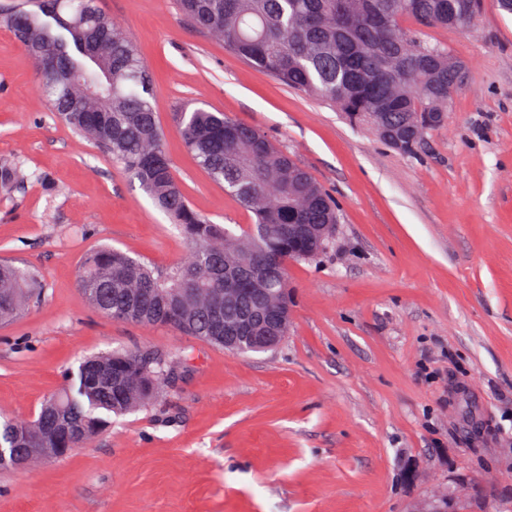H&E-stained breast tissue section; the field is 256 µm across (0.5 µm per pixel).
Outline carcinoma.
<instances>
[{
  "instance_id": "cac0c4a2",
  "label": "carcinoma",
  "mask_w": 512,
  "mask_h": 512,
  "mask_svg": "<svg viewBox=\"0 0 512 512\" xmlns=\"http://www.w3.org/2000/svg\"><path fill=\"white\" fill-rule=\"evenodd\" d=\"M480 0H180L182 13L252 67L330 101L349 120L388 130L411 153L448 120L465 66L423 29L467 27ZM19 45L34 59L52 52L59 72H39L43 95L76 134L120 164L190 242L187 260L164 270L110 246L89 253L78 284L91 306L117 321L174 327L224 346V323L245 314L268 319L264 301L229 288H262L289 306L286 266L312 261L332 237L288 236L290 224H338L336 204L311 175L257 129L202 107L177 113L184 145L198 166L254 216L237 235L189 203L178 183L153 106L145 62L127 32L97 0H26L10 16ZM25 180L0 159V191ZM40 272L0 263V321L44 295ZM154 352L109 351L69 373L36 419L0 422V448H55L58 417L77 420L88 441L112 416L156 397L169 362Z\"/></svg>"
}]
</instances>
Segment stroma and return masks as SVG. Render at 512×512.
<instances>
[{"instance_id": "obj_1", "label": "stroma", "mask_w": 512, "mask_h": 512, "mask_svg": "<svg viewBox=\"0 0 512 512\" xmlns=\"http://www.w3.org/2000/svg\"><path fill=\"white\" fill-rule=\"evenodd\" d=\"M0 0V259L36 267L44 301L0 322V418H34L82 358L156 352L159 395L89 444L0 468V512H512V15L483 0L429 41L467 65L447 124L411 154L196 30L178 0H100L146 63L174 174L216 224L252 215L197 165L175 115L221 112L288 152L335 199L336 235L287 267L274 350L233 354L115 321L79 289L109 245L158 269L190 246L137 181L58 122ZM52 188H45L44 179ZM25 180L21 168L14 162L0 159V191L11 192Z\"/></svg>"}]
</instances>
